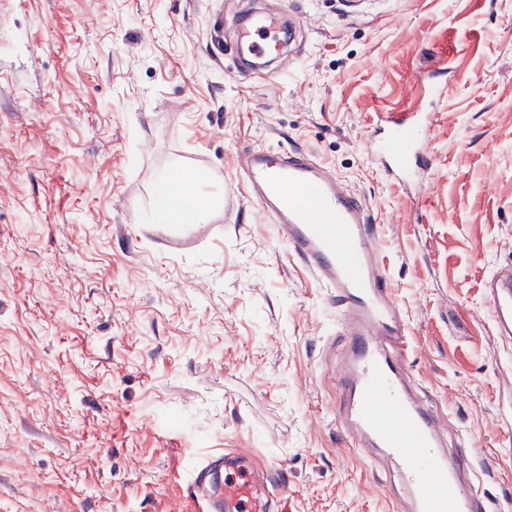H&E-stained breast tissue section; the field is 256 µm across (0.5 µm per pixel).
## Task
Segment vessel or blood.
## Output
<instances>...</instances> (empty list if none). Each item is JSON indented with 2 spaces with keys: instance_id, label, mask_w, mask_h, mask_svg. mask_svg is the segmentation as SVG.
Returning <instances> with one entry per match:
<instances>
[{
  "instance_id": "obj_1",
  "label": "vessel or blood",
  "mask_w": 512,
  "mask_h": 512,
  "mask_svg": "<svg viewBox=\"0 0 512 512\" xmlns=\"http://www.w3.org/2000/svg\"><path fill=\"white\" fill-rule=\"evenodd\" d=\"M281 30L278 11L259 12L239 29L236 51L281 58ZM424 132L405 120L375 132V155L388 175L404 178ZM237 156L252 200L336 306L349 338L341 374L349 398L337 421L356 449L394 464L395 512H488L472 457L446 448L443 419L408 371L407 323L380 256V230L362 201L311 153L245 146ZM485 291L495 332L512 337V276H492ZM210 468L205 462L192 474L204 512H274L273 482L250 451L225 452L224 490L216 496L206 492Z\"/></svg>"
}]
</instances>
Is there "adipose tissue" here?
Masks as SVG:
<instances>
[{"instance_id": "ef3b65f1", "label": "adipose tissue", "mask_w": 512, "mask_h": 512, "mask_svg": "<svg viewBox=\"0 0 512 512\" xmlns=\"http://www.w3.org/2000/svg\"><path fill=\"white\" fill-rule=\"evenodd\" d=\"M205 174L159 177L158 203L152 213L156 224H194L219 206L216 199L202 195Z\"/></svg>"}]
</instances>
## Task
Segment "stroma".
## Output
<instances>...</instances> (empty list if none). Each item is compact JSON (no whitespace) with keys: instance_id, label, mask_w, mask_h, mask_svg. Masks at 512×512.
<instances>
[{"instance_id":"obj_1","label":"stroma","mask_w":512,"mask_h":512,"mask_svg":"<svg viewBox=\"0 0 512 512\" xmlns=\"http://www.w3.org/2000/svg\"><path fill=\"white\" fill-rule=\"evenodd\" d=\"M300 20L281 76L228 71L240 13ZM428 113L384 177L373 128ZM307 151L364 202L408 368L512 512V0H0V512H201L194 463L242 448L282 512H388L336 425L349 339L249 198L243 146ZM220 209L154 224L162 173ZM491 307L492 326L498 336L512 339V277L511 274L493 275L485 284Z\"/></svg>"}]
</instances>
